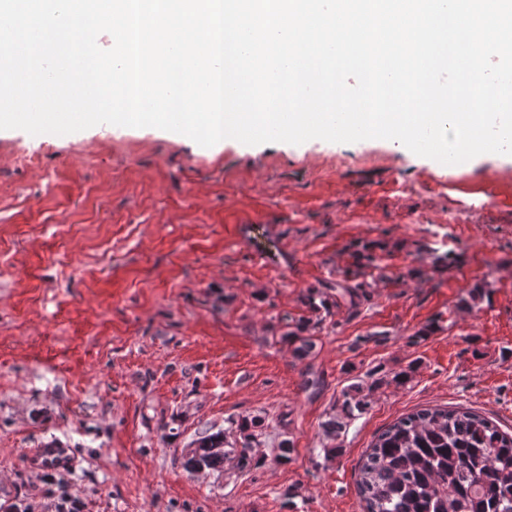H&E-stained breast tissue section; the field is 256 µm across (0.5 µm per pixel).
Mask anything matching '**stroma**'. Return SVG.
Instances as JSON below:
<instances>
[{"label":"stroma","instance_id":"1","mask_svg":"<svg viewBox=\"0 0 512 512\" xmlns=\"http://www.w3.org/2000/svg\"><path fill=\"white\" fill-rule=\"evenodd\" d=\"M357 276L367 300L338 301L296 358L281 335L308 290ZM478 283L487 297L462 306ZM374 371L368 411L327 438ZM436 406L512 432V157L451 169L386 139L0 130L1 505L41 496L26 452L57 443L85 512H362L366 449ZM242 415L263 419L269 464L184 469L199 433Z\"/></svg>","mask_w":512,"mask_h":512}]
</instances>
